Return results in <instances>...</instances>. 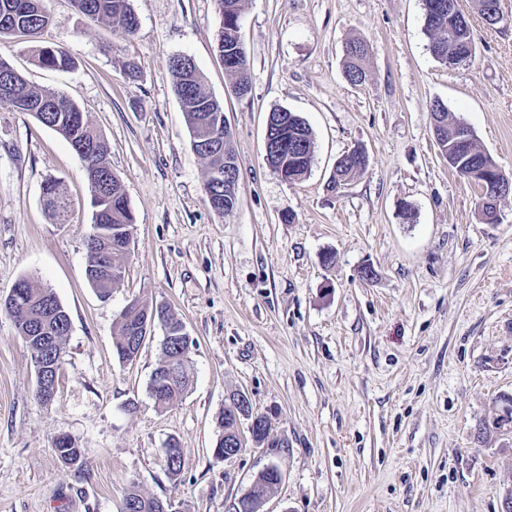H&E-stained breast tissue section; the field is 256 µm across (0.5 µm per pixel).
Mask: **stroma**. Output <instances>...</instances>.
Listing matches in <instances>:
<instances>
[{"instance_id": "obj_1", "label": "stroma", "mask_w": 512, "mask_h": 512, "mask_svg": "<svg viewBox=\"0 0 512 512\" xmlns=\"http://www.w3.org/2000/svg\"><path fill=\"white\" fill-rule=\"evenodd\" d=\"M129 4L139 26L127 37L47 0L41 42L68 52L65 70L37 63L26 39L0 37L1 61L69 97L107 141L135 220L123 283L101 299L85 275L84 161L0 101V298L36 278L71 324L45 405L0 308V512H122L133 484L169 512H235L270 464L283 480L263 512H502L512 430L482 426L512 396V196L497 222L482 218L478 187L440 153L430 105L442 101L512 172V0L492 28L461 0L477 50L452 67L430 49L422 0H243L244 96L217 53L215 0ZM352 39L368 46L360 85L345 73ZM177 55L193 58L231 131L238 201L222 217L174 91ZM277 109L313 133L296 182L265 160ZM357 146L366 171L332 188L336 159ZM49 178L69 202L62 224L42 203ZM142 298L166 304L192 340L191 384L165 410L149 392L161 328L133 364L112 346L119 313ZM236 393L271 414L269 443L219 459L216 418ZM62 435L78 463L55 452ZM171 441L186 458L175 478Z\"/></svg>"}]
</instances>
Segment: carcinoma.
<instances>
[{
  "instance_id": "1",
  "label": "carcinoma",
  "mask_w": 512,
  "mask_h": 512,
  "mask_svg": "<svg viewBox=\"0 0 512 512\" xmlns=\"http://www.w3.org/2000/svg\"><path fill=\"white\" fill-rule=\"evenodd\" d=\"M221 15V31L217 50L222 61L236 57L238 61L224 66L227 74L235 78L234 87L249 86L248 60L242 43L234 38V32L241 20V0H216ZM73 8L91 19L107 22L111 28L130 36L138 27V20L132 12L129 0H71ZM424 27L431 39V51L441 62L450 66L472 59L476 53L475 34L472 26L459 28L448 18V0H422ZM474 8L489 27L497 25L490 19V11L500 13V0H475ZM50 13L43 0H0V37L22 36L38 37L49 26ZM34 57L46 67L66 69L71 65L68 54L49 46L33 47ZM367 53L364 42L352 40L347 46V77L351 83L364 82L367 73L361 61ZM169 69L175 79V92L190 130L191 139L201 134L202 126L208 123L210 116L223 118L222 104L214 103L212 96L205 92L200 72L186 73L174 61H169ZM8 82L17 88L20 100L33 110V116L43 125L60 134L86 162V177L90 185L91 204L95 208L94 223L104 231V236L86 240L87 263L98 264L107 260L112 268L122 273L119 259L130 246L133 215L117 177L112 174L108 161L109 146L83 115V112L64 94L47 88L30 85L25 78L7 63L0 61V83ZM291 116L281 128L283 150L280 163L286 165L288 176L299 181L310 168L314 154V138L307 123L296 115ZM430 115L439 118V125L433 127L436 143L448 157V166L460 177H465L467 169H479L495 165L491 156L480 149L469 156L455 153V142L459 134V120L453 118L447 107L440 101L430 106ZM304 142L300 150L294 151V140ZM235 156L231 141L225 143V153L200 151L198 155L206 166L205 185L219 198L223 196L224 185L216 183V174L224 171V154ZM366 155L362 151H353L345 160L343 168L333 176V186L342 185L366 168ZM44 208L57 220L65 217L68 201L60 184L54 179L45 181L42 187ZM158 307V303L148 300H136L132 308H124L116 321L113 333V348L122 363H131L138 356V349L132 347L129 336V322L149 316ZM14 319L17 331L34 353V360L44 357L56 369L61 370L64 363V342L69 326V316L52 289L41 285L37 280H20L19 293L13 302L6 306ZM190 357L187 343H164L161 345V357L150 380V393L155 404L166 409L182 398L190 385ZM239 410L238 398L224 407L217 417L219 439L215 452L224 451V440L235 437L237 421L235 411ZM54 449L67 464L80 460V448L72 438L54 440ZM168 474L177 477L183 470L185 458L183 450L170 443L164 449ZM271 478L269 474L260 476L256 491L247 500H241L237 512H261L264 498ZM165 504L158 498L143 492L132 485L127 490L122 510L130 512H163Z\"/></svg>"
}]
</instances>
